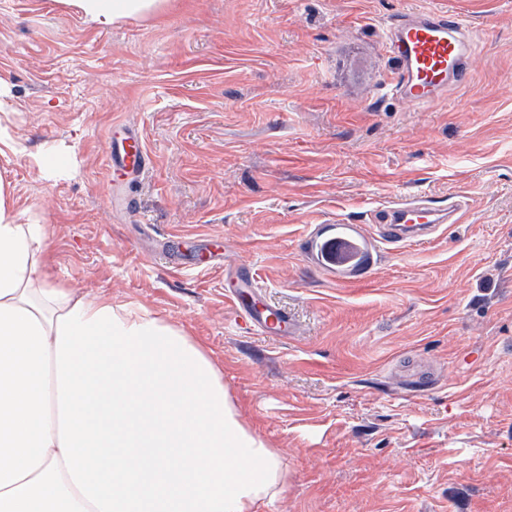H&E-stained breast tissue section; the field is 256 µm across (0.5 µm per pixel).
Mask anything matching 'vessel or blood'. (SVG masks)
I'll list each match as a JSON object with an SVG mask.
<instances>
[{
    "label": "vessel or blood",
    "instance_id": "obj_1",
    "mask_svg": "<svg viewBox=\"0 0 512 512\" xmlns=\"http://www.w3.org/2000/svg\"><path fill=\"white\" fill-rule=\"evenodd\" d=\"M388 48L397 64L390 91L409 105L433 104L449 87L469 79L470 45L458 12L409 9L400 13L388 26ZM107 164L117 179L144 172L148 154L140 136L128 131L114 138ZM461 210L458 201L440 204L421 197L394 201L376 210L372 220L382 240L397 245L428 239L441 225L459 223ZM306 245L339 277L362 276L371 269V245L356 225H321ZM249 319L268 334L286 331L289 323L287 313L272 309L250 313Z\"/></svg>",
    "mask_w": 512,
    "mask_h": 512
}]
</instances>
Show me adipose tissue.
I'll list each match as a JSON object with an SVG mask.
<instances>
[{
	"label": "adipose tissue",
	"mask_w": 512,
	"mask_h": 512,
	"mask_svg": "<svg viewBox=\"0 0 512 512\" xmlns=\"http://www.w3.org/2000/svg\"><path fill=\"white\" fill-rule=\"evenodd\" d=\"M102 27L160 0H67ZM46 225L0 183V512H258L280 454L202 346L140 305L58 284Z\"/></svg>",
	"instance_id": "1"
}]
</instances>
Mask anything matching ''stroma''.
<instances>
[{
  "label": "stroma",
  "instance_id": "obj_1",
  "mask_svg": "<svg viewBox=\"0 0 512 512\" xmlns=\"http://www.w3.org/2000/svg\"><path fill=\"white\" fill-rule=\"evenodd\" d=\"M455 7L163 0L103 28L60 0H0L15 213L47 225L58 283L138 303L206 349L288 473L260 512H512V0L469 6L467 84L426 107L387 93L389 20ZM117 125L148 166L115 188ZM52 153L69 166L48 168ZM420 196L459 197L460 223L378 239L372 212ZM339 219L372 241L364 277L306 252ZM248 279L287 334L246 328L227 292Z\"/></svg>",
  "mask_w": 512,
  "mask_h": 512
}]
</instances>
